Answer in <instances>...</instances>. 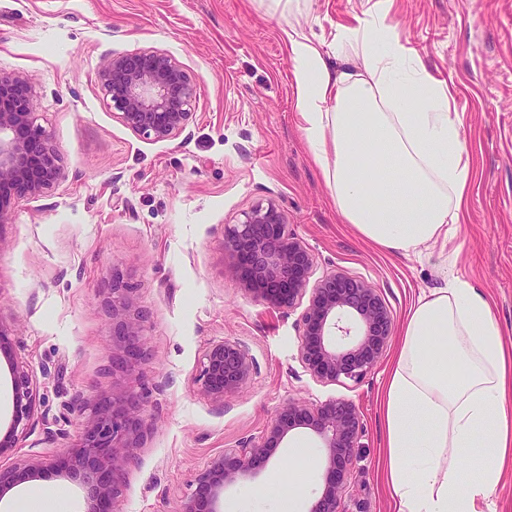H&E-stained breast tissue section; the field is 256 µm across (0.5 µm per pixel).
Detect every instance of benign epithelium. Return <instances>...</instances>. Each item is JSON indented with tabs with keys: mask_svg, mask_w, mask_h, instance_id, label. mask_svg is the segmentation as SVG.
Returning <instances> with one entry per match:
<instances>
[{
	"mask_svg": "<svg viewBox=\"0 0 512 512\" xmlns=\"http://www.w3.org/2000/svg\"><path fill=\"white\" fill-rule=\"evenodd\" d=\"M99 82L109 105L134 132L154 141L177 138L192 119L196 85L186 70L158 50H136L112 56ZM21 75H0V224L8 223V195L37 198L64 177L61 157L50 135L37 123L30 95L13 100L5 90L22 84ZM225 250L241 271L243 290L274 307H291L308 297L301 317L300 355L316 378L358 381L381 359L390 341L393 315L375 286L340 270L309 285L313 257L288 230L285 214L274 202L260 203L225 227ZM131 289L112 284V337L120 354L112 357V374L144 366L150 352L143 338L147 312H131ZM253 361L248 349L219 341L205 352L199 391L215 406L224 396L248 384ZM148 392L120 391L80 405L89 418L80 442L58 458L32 461L0 472V498L24 476H65L86 491L87 512H117L119 482L134 461V449L147 432ZM36 394L28 372L13 370L9 433L0 438V454L14 447L15 433L35 415ZM296 429L309 430L319 441L324 487L306 512H344L347 475L361 447L364 423L350 400L331 399L319 406L290 400L274 416L259 441L213 458L195 479L183 512H224V493L253 480L257 466L270 458Z\"/></svg>",
	"mask_w": 512,
	"mask_h": 512,
	"instance_id": "1",
	"label": "benign epithelium"
}]
</instances>
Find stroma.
I'll return each instance as SVG.
<instances>
[{
  "instance_id": "35a3bbf8",
  "label": "stroma",
  "mask_w": 512,
  "mask_h": 512,
  "mask_svg": "<svg viewBox=\"0 0 512 512\" xmlns=\"http://www.w3.org/2000/svg\"><path fill=\"white\" fill-rule=\"evenodd\" d=\"M308 23L332 43L338 26L385 15L399 41L447 81L472 151L465 223L452 227L454 274L488 296L512 343V0H308ZM286 17L266 0H0V74L22 75L65 178L35 199L10 203L0 224V436L9 428L13 368L28 371L35 421L0 454L7 472L76 446L87 416L77 398L146 388L150 431L127 468L120 512H182L195 476L217 454L258 439L291 400L334 398L358 406L364 436L346 481L347 512H389L377 467L379 396L392 357L359 382H324L299 353L303 305L275 308L245 293L224 249V227L274 199L314 257L311 280L340 269L380 289L401 328L418 296L441 286L438 256L371 247L343 223L313 163L295 110ZM156 49L197 84L193 116L171 141L143 138L108 105L98 73L112 55ZM146 310L151 361L112 373V281ZM221 340L247 346L248 385L215 407L197 390L200 362ZM314 456L298 473L288 450ZM263 466L267 495L308 502L323 489L324 459L301 429ZM60 494L85 512L84 493L62 479H33L0 499L28 512L30 493Z\"/></svg>"
}]
</instances>
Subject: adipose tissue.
Wrapping results in <instances>:
<instances>
[{
  "label": "adipose tissue",
  "mask_w": 512,
  "mask_h": 512,
  "mask_svg": "<svg viewBox=\"0 0 512 512\" xmlns=\"http://www.w3.org/2000/svg\"><path fill=\"white\" fill-rule=\"evenodd\" d=\"M282 37L295 109L345 223L380 249L445 255L472 181L447 83L380 16L341 27L331 47L307 33L300 0ZM443 286L409 311L382 383L379 477L391 512H488L512 465V347L488 299L441 269ZM482 451L476 477L459 461Z\"/></svg>",
  "instance_id": "adipose-tissue-1"
}]
</instances>
